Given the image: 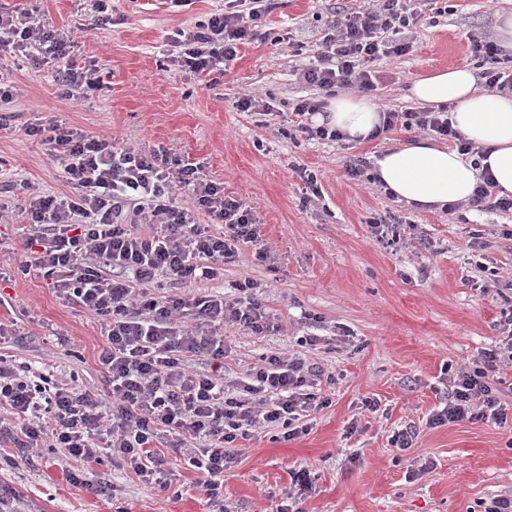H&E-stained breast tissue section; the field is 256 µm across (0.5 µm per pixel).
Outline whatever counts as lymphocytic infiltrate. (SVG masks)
Wrapping results in <instances>:
<instances>
[{
	"mask_svg": "<svg viewBox=\"0 0 512 512\" xmlns=\"http://www.w3.org/2000/svg\"><path fill=\"white\" fill-rule=\"evenodd\" d=\"M233 2V8L182 33L175 42L178 65L209 74L256 39L268 5ZM420 18L406 0H373L368 8L339 12L315 62L301 67V82L326 92L374 89L379 76L371 63L407 55L413 43L406 33ZM73 47V34L42 22L34 5L21 0L0 8V48L22 52L32 62L52 60L64 95L78 100L101 79L78 63ZM470 54L482 66L487 88L512 90V66H504L490 35L471 37ZM448 112L444 104L387 109L383 127L432 131L473 153ZM25 133L45 145L69 190L28 192L21 208L25 259L17 274L42 277L59 299L97 319L105 337L99 355L104 385L93 392L76 377L44 374L1 357L0 469L13 467L15 456L59 448L87 464L109 457L139 481L164 488L165 452L179 450L204 475L200 487L208 512H231L224 473L237 460L235 441L265 428L280 430L286 441L300 438L308 432L299 423L302 414L330 404L319 388L321 371L278 352L262 356L237 386L224 385L225 326L256 336L279 329L257 297L256 281L236 283L230 299L195 287L223 279L240 244L256 245L258 260L271 261L258 245L251 210L169 151H139L53 115L26 125ZM179 187L188 190L191 206H178ZM200 213L209 223H197ZM214 223L220 232H211ZM136 224L153 225L152 235L134 233ZM499 328L505 334L499 345L453 372L430 425L506 420L496 372L512 361V297L504 301ZM196 357L206 358L209 370H191Z\"/></svg>",
	"mask_w": 512,
	"mask_h": 512,
	"instance_id": "lymphocytic-infiltrate-1",
	"label": "lymphocytic infiltrate"
}]
</instances>
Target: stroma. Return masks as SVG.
<instances>
[{
	"instance_id": "stroma-1",
	"label": "stroma",
	"mask_w": 512,
	"mask_h": 512,
	"mask_svg": "<svg viewBox=\"0 0 512 512\" xmlns=\"http://www.w3.org/2000/svg\"><path fill=\"white\" fill-rule=\"evenodd\" d=\"M368 0H275L258 37L223 63L215 84L172 62L179 31L224 11L228 0H112L109 23L93 25L91 0H38L55 29L74 31L73 53L94 65L100 86L86 98L62 97L52 64L32 65L0 49V70L12 74L20 94L10 105L16 131L0 134V268L15 271L25 252L17 226L23 223L19 195L9 185L29 184L40 193L61 194L68 186L50 164L39 140L21 126L51 113L90 135H111L145 151L165 148L198 167L202 178L223 185L252 209L262 243L276 257L267 266L252 245H241L223 281L212 291L232 293L235 282L261 283L260 299L280 330L255 336L226 328L231 351L224 383L241 381L263 355L298 356L334 384L323 385L331 400L314 412L306 435L288 442L269 433L237 441L238 459L224 474V497L233 512H273L290 483V471L306 467L314 488L303 512H484L492 498L512 494V367L499 373L506 422L479 420L429 426L448 383L445 369L472 362L498 345L502 307L495 294L480 290L484 271L512 281V213L477 211L460 203L452 212L417 210L395 202L366 178H351L345 164L373 167L397 141L400 128L354 143L303 136L289 138L294 103L311 92L299 80L301 58L317 52L328 17ZM435 16L422 0L413 50L379 60L383 79L371 99L398 111L415 107L409 93L414 76L470 65L469 38L495 33L504 0H439ZM275 109L269 126L238 110L244 95ZM315 172L319 201L298 176ZM395 216L413 228L412 237L386 247L370 221ZM426 245H419V238ZM12 301L0 307V322L16 324L14 343L0 347L32 367L74 373L87 389L101 387L99 353L104 337L91 315L68 307L42 278L29 275L7 289ZM317 336L300 345L299 336ZM67 337L60 347L58 337ZM377 401L365 411L364 398ZM415 424L418 437L401 452L390 447L394 430ZM59 451L20 461L1 480L21 491L33 512H206L201 473L182 454L167 455L174 479L169 489L145 484L103 459L115 492L98 496L70 484L79 461L59 463Z\"/></svg>"
}]
</instances>
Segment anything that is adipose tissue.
<instances>
[{
  "label": "adipose tissue",
  "instance_id": "1",
  "mask_svg": "<svg viewBox=\"0 0 512 512\" xmlns=\"http://www.w3.org/2000/svg\"><path fill=\"white\" fill-rule=\"evenodd\" d=\"M409 92L428 104H452L454 128L486 156L475 160L458 150L436 147L428 139L413 138L376 160L373 175L383 189L405 205L440 209L469 200L488 173L499 194L512 195V94L478 89L474 73L467 68L416 76ZM314 121L335 127L357 142L369 139L382 124L376 104L349 95L332 98Z\"/></svg>",
  "mask_w": 512,
  "mask_h": 512
}]
</instances>
